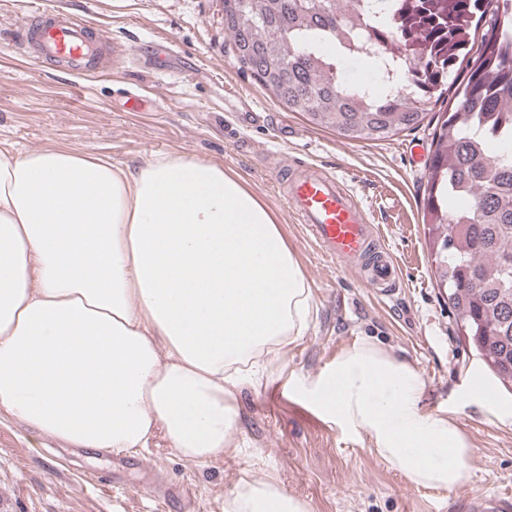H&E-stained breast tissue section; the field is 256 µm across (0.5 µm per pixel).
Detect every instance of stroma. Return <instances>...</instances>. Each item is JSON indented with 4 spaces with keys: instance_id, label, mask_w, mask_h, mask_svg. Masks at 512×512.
Listing matches in <instances>:
<instances>
[{
    "instance_id": "1",
    "label": "stroma",
    "mask_w": 512,
    "mask_h": 512,
    "mask_svg": "<svg viewBox=\"0 0 512 512\" xmlns=\"http://www.w3.org/2000/svg\"><path fill=\"white\" fill-rule=\"evenodd\" d=\"M68 10L111 40L102 73L74 76L18 52L12 37L33 12ZM290 138H282V130ZM430 127L389 140L347 141L312 127L241 74L224 49L222 0H0V140L21 152L55 144L135 166L177 153L239 172L282 218L314 302L306 335L269 354L238 394L237 441L224 456L184 461L164 440L139 450L171 495L164 512H224L240 480H275L308 512H465L479 494L512 491V395L463 404L485 368L440 297L422 222ZM316 166L337 175L400 263L387 299L357 271L326 258L291 212L278 171ZM369 338L425 379L424 411L453 408L473 453L469 484L419 488L381 460L366 436L343 430L305 394L336 354ZM288 385V396L277 393ZM120 452L38 440L0 413V512H146L137 471Z\"/></svg>"
}]
</instances>
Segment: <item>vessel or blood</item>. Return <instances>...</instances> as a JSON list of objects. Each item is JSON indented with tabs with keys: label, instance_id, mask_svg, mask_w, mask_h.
<instances>
[{
	"label": "vessel or blood",
	"instance_id": "obj_1",
	"mask_svg": "<svg viewBox=\"0 0 512 512\" xmlns=\"http://www.w3.org/2000/svg\"><path fill=\"white\" fill-rule=\"evenodd\" d=\"M34 58L85 74L105 68L108 40L75 14L38 10L12 39ZM286 199L319 249L333 261L362 264L365 282L374 293L391 297L399 289L398 265L385 247L377 246V231L368 224L350 190L337 177L316 170L290 177ZM467 512H512V499L486 495L469 500Z\"/></svg>",
	"mask_w": 512,
	"mask_h": 512
}]
</instances>
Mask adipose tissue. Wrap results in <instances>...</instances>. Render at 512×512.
Instances as JSON below:
<instances>
[{
    "label": "adipose tissue",
    "instance_id": "adipose-tissue-1",
    "mask_svg": "<svg viewBox=\"0 0 512 512\" xmlns=\"http://www.w3.org/2000/svg\"><path fill=\"white\" fill-rule=\"evenodd\" d=\"M281 218L235 170L180 154L136 166L0 141V411L73 448L163 438L223 455L238 387L305 335L311 290ZM410 361L363 339L307 386L317 407L422 488L470 482L471 444L425 413ZM224 512H307L239 481Z\"/></svg>",
    "mask_w": 512,
    "mask_h": 512
}]
</instances>
